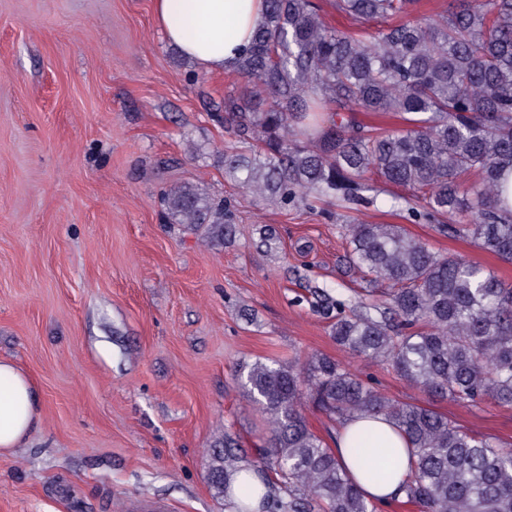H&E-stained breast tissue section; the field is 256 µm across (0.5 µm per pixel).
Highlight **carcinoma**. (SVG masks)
I'll return each instance as SVG.
<instances>
[{
    "instance_id": "1",
    "label": "carcinoma",
    "mask_w": 512,
    "mask_h": 512,
    "mask_svg": "<svg viewBox=\"0 0 512 512\" xmlns=\"http://www.w3.org/2000/svg\"><path fill=\"white\" fill-rule=\"evenodd\" d=\"M417 0H335L360 34L328 24L314 0H267L266 16L235 67L243 83L224 95V174L283 209L321 200L349 209L374 202L373 177L408 188L393 207L465 237L512 263V212L497 201L512 170V0H452L419 18ZM355 112L408 115L402 129L355 121ZM476 175L479 180L467 182ZM178 224L209 225L235 241V215L201 187L162 197ZM347 271L385 285L382 298L336 307L331 336L349 354L386 362L407 383L448 401L512 406V283L446 256L398 224H343ZM246 385L271 429L243 485L257 506L238 512H377L307 425L309 404L339 421L381 415L415 457L400 485L420 512H512V448L474 435L434 409L384 396L326 354L249 366ZM237 443L207 451L213 495L229 499ZM288 489V500L271 490Z\"/></svg>"
}]
</instances>
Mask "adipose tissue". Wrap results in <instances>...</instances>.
Returning <instances> with one entry per match:
<instances>
[{
	"instance_id": "adipose-tissue-1",
	"label": "adipose tissue",
	"mask_w": 512,
	"mask_h": 512,
	"mask_svg": "<svg viewBox=\"0 0 512 512\" xmlns=\"http://www.w3.org/2000/svg\"><path fill=\"white\" fill-rule=\"evenodd\" d=\"M266 0H154L156 22L168 42L208 72L234 68L266 14ZM41 396L33 379L0 359V453L21 447L40 421ZM366 450L353 451L355 439ZM337 459L364 496L388 505L414 460L398 428L383 417L342 424Z\"/></svg>"
}]
</instances>
